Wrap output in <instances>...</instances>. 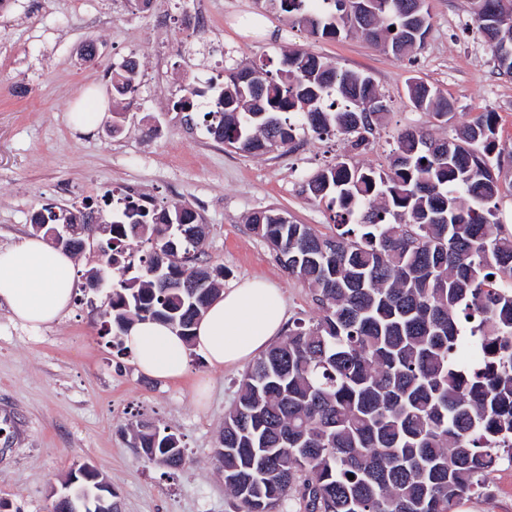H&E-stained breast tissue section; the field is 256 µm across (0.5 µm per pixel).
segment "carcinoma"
Masks as SVG:
<instances>
[{"instance_id": "cac0c4a2", "label": "carcinoma", "mask_w": 512, "mask_h": 512, "mask_svg": "<svg viewBox=\"0 0 512 512\" xmlns=\"http://www.w3.org/2000/svg\"><path fill=\"white\" fill-rule=\"evenodd\" d=\"M259 2L313 37L356 33L399 58L421 49L429 28L428 0H320L319 11L312 0ZM475 5V33L511 76L512 0ZM249 74L231 63L220 80L184 85L172 109L190 118L207 100L206 132L245 154L289 147L299 130L334 131L359 149L385 117L362 109L384 100L370 76L310 52L285 55L273 74ZM138 85L131 62L112 71L113 97ZM407 93L436 119L455 110L424 81ZM496 125L483 112L435 142L408 129L385 169L336 158L306 184L311 198L336 207L332 235L277 208L251 215V230L320 315L262 353L224 415L214 457L236 512H287L292 500L299 512H457L466 498L492 496L491 462L512 463V226L490 206L512 152L498 149ZM104 205L112 234L102 260L112 270L127 271V239L151 243L139 274L112 283V324L151 319L191 336L213 301L193 291L194 279H210L217 294L223 277L200 264L203 240L171 238L176 207L131 196ZM101 213L86 202L45 207L31 223L73 224L76 252L86 247L83 225ZM160 263L167 286L152 275ZM467 332L481 355L471 367L456 357ZM174 436L140 422L129 444L138 460L178 469L185 454ZM73 479L79 512H96L94 475Z\"/></svg>"}]
</instances>
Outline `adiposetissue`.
<instances>
[{
    "instance_id": "obj_1",
    "label": "adipose tissue",
    "mask_w": 512,
    "mask_h": 512,
    "mask_svg": "<svg viewBox=\"0 0 512 512\" xmlns=\"http://www.w3.org/2000/svg\"><path fill=\"white\" fill-rule=\"evenodd\" d=\"M78 268L67 253L41 238L25 236L0 249V305L28 329L59 320L73 298ZM285 302L280 288L245 279L226 288L194 327L191 340L159 321L130 324L123 341L145 375L177 380L187 374L188 354L197 352L214 368L244 364L280 336Z\"/></svg>"
}]
</instances>
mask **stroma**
<instances>
[{"label": "stroma", "mask_w": 512, "mask_h": 512, "mask_svg": "<svg viewBox=\"0 0 512 512\" xmlns=\"http://www.w3.org/2000/svg\"><path fill=\"white\" fill-rule=\"evenodd\" d=\"M429 6L425 44L406 60L356 34L310 37L259 0H154L144 13L125 0H0V248L32 234L30 218L44 206L97 204L121 187L199 212L209 227L202 259L223 270V286L267 279L281 288L289 321L318 318L308 288L251 231L253 212L277 208L334 233V213L308 198L307 179L339 155L358 167H387L398 134L410 128L445 138L492 112L500 148L512 150V76L498 73L474 35L472 0ZM202 7L210 25L195 33L186 20ZM293 49L373 78L389 112L370 145L354 150L338 134L302 133L295 148L245 155L214 141L203 119L189 125L173 111L180 87L207 81L225 57L272 71ZM129 59L139 64V93L110 101L112 71ZM411 77L454 102L449 122L410 103ZM94 111L93 131L76 130L75 113ZM117 112L124 131L115 136ZM76 261L81 279L59 323L25 329L0 308V501L14 512H52L53 490L87 462L108 481L121 512H235L213 450L243 368L217 370L193 352L180 380L138 372L105 332L111 288L94 292L84 281L99 265L95 242ZM201 378L211 391L200 407L193 392ZM142 420L179 436L183 467L135 458L127 428ZM491 483L492 499L462 501L457 512H512V463L501 461Z\"/></svg>", "instance_id": "35a3bbf8"}]
</instances>
